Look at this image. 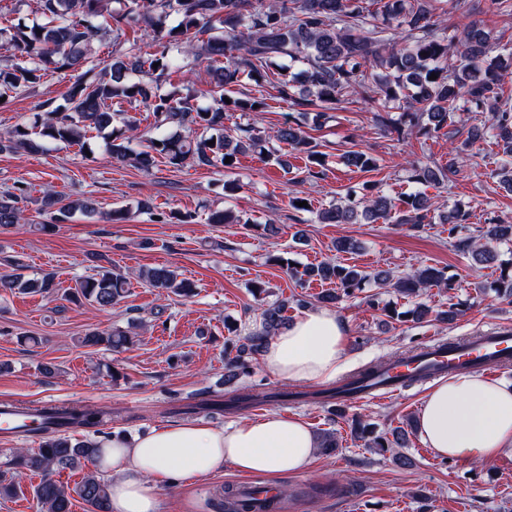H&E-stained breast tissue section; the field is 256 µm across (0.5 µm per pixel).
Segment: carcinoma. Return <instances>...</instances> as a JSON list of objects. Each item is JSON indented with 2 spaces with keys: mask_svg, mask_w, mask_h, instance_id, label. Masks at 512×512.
I'll use <instances>...</instances> for the list:
<instances>
[{
  "mask_svg": "<svg viewBox=\"0 0 512 512\" xmlns=\"http://www.w3.org/2000/svg\"><path fill=\"white\" fill-rule=\"evenodd\" d=\"M39 2L44 23L17 26L0 41V49L8 52V63L0 64V91L32 87L50 67L67 71L88 63L90 41L98 31L92 19L103 16L106 0ZM375 5L371 11L364 0H127L124 12L109 14L112 31L119 37L128 28L147 31L157 52L124 49L121 41H114L112 62L100 70L98 77L78 78L64 105L53 108L51 102H44L49 111L40 126H15L9 131V142L37 151L45 141L74 145L89 129H108L112 158L148 171L159 157L175 168L190 158L199 165L229 168L239 154L273 156L267 147L272 139L304 155L312 176L315 168L324 166V156L297 122L283 124L268 137L253 126L239 129L236 136L224 133L225 113H256L265 108L259 97L233 98L228 104L224 89L237 83L244 72L260 82L277 59L287 56L305 68L297 78L280 80L277 89L281 99L297 107L333 109L345 93L359 92L378 129L401 132L406 128L423 135L448 127L454 113L465 108L484 113L483 126L467 131L463 147L449 154L447 165L437 167L416 161L410 178L421 184L447 186L465 166V148L491 138L501 146L504 156L496 175L503 187L512 191V106L504 99L501 87V71L512 65V56L506 59L493 55L490 32L478 21L448 30L445 19L429 0H376ZM172 14L179 17L175 27L167 26ZM188 58L212 63L209 78L213 105L204 110L195 108L186 97L157 93V80L182 72ZM433 74L437 79H430ZM402 97L407 99V111L395 120L386 111L387 104ZM124 102L145 106L156 126L185 127L194 138L187 140L176 132L156 141L150 139L139 150L132 149L133 141L143 140L139 123L125 119L121 128H112V105ZM341 160L360 171L376 168V159L362 150H348ZM24 197L20 187L0 194L1 227L25 220L20 206ZM402 205L400 223L429 224L436 212L441 223L448 225V237L454 240L455 248L471 255L477 265H498L499 277L490 288L497 298L512 303V262L499 260L496 248L512 242V223L489 217L480 229V238H459L458 228L469 223L471 217L462 206L445 209L424 193L407 195ZM393 208L389 197L366 185L361 193H350L345 203L322 209L317 218L322 224H356L362 218L386 220ZM43 210L53 223L71 217L77 210L89 213L93 207L87 200L67 202L49 194ZM16 269L17 273L0 280L1 287L39 294H50L57 288L52 272L29 278L19 272L21 265ZM138 277L160 293L189 296L193 291L191 284L177 279L175 271L167 266L141 269ZM312 280L336 285L319 297L325 304H337L372 281L407 296L433 286L454 288L452 279L435 267L395 276L386 270L366 272L333 260L309 266L299 276L302 283ZM128 288L125 276L101 270L81 278L69 293V301H86L108 310L120 304ZM287 304L282 300L267 305L261 312L260 326L245 334L246 343L239 346L236 355L224 352L229 378L251 372L252 356L261 352L267 339L284 325ZM81 343L120 352L132 343V337L118 328L94 329L81 337ZM288 398V393H244L230 399V405ZM32 414L56 423L57 428L32 425L22 429L41 435L42 443L31 450L20 449L13 465L40 475L33 495L44 512H71L72 502L54 476L66 469H78L100 455L102 449L93 440L77 439L73 434L98 429L111 419V413L88 406L37 405ZM352 433L380 455L393 451L406 438L403 430L389 436L376 434L360 416L352 422ZM76 493L90 512H112L110 485L103 478L87 475ZM283 508V499L274 495L265 499L257 511L255 502L236 487L224 486V512H281Z\"/></svg>",
  "mask_w": 512,
  "mask_h": 512,
  "instance_id": "carcinoma-1",
  "label": "carcinoma"
}]
</instances>
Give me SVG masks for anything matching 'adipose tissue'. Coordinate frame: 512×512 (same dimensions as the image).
I'll return each mask as SVG.
<instances>
[{
  "instance_id": "ef3b65f1",
  "label": "adipose tissue",
  "mask_w": 512,
  "mask_h": 512,
  "mask_svg": "<svg viewBox=\"0 0 512 512\" xmlns=\"http://www.w3.org/2000/svg\"><path fill=\"white\" fill-rule=\"evenodd\" d=\"M349 329L334 310L307 311L271 336L264 372L292 382L324 384L348 362ZM423 444L436 456L491 465L512 459V382L466 373L435 384L418 418ZM99 472L111 476L112 512H158L161 484L232 467L278 481L310 471L318 446L307 424L269 413L215 428L186 422L99 442Z\"/></svg>"
}]
</instances>
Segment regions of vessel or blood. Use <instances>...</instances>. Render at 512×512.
I'll use <instances>...</instances> for the list:
<instances>
[{
    "label": "vessel or blood",
    "mask_w": 512,
    "mask_h": 512,
    "mask_svg": "<svg viewBox=\"0 0 512 512\" xmlns=\"http://www.w3.org/2000/svg\"><path fill=\"white\" fill-rule=\"evenodd\" d=\"M512 354V336L498 331H484L464 344H450L435 339L430 342L420 359L408 366H398L377 377L375 384L342 395L339 405L356 406L367 401L400 393L404 375L416 369H425L432 377L447 375L452 368L462 365L470 371H492L499 365L500 356Z\"/></svg>",
    "instance_id": "vessel-or-blood-1"
}]
</instances>
